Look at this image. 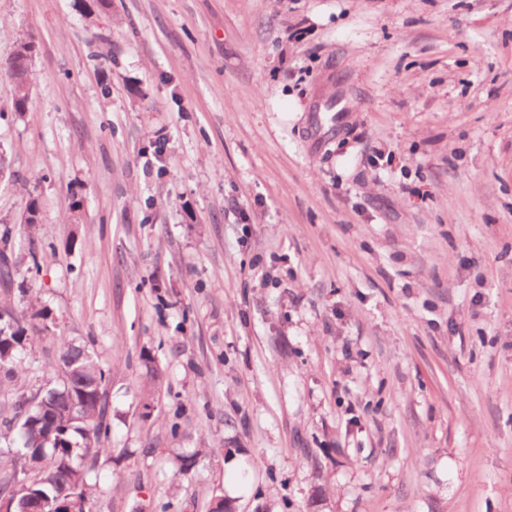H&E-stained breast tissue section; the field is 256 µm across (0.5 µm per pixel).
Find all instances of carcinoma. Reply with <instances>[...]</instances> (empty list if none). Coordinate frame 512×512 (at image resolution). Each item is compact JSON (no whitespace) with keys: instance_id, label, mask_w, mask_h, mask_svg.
Returning a JSON list of instances; mask_svg holds the SVG:
<instances>
[{"instance_id":"carcinoma-1","label":"carcinoma","mask_w":512,"mask_h":512,"mask_svg":"<svg viewBox=\"0 0 512 512\" xmlns=\"http://www.w3.org/2000/svg\"><path fill=\"white\" fill-rule=\"evenodd\" d=\"M36 49L31 40L19 38L8 71L15 85L13 109L24 112L31 101L32 68L29 54ZM14 230L0 228V277H11L8 248ZM0 378L10 382L19 375L18 350L34 348L36 337L28 335L24 319L0 302ZM61 383L45 387L40 397L21 393L9 407L0 409V438L17 433L18 445L0 448V495L16 497L13 512H54L58 501L78 497L87 504L89 488L85 474L91 462L110 448H99L108 433L107 386L110 370L87 349L72 342L60 348Z\"/></svg>"}]
</instances>
